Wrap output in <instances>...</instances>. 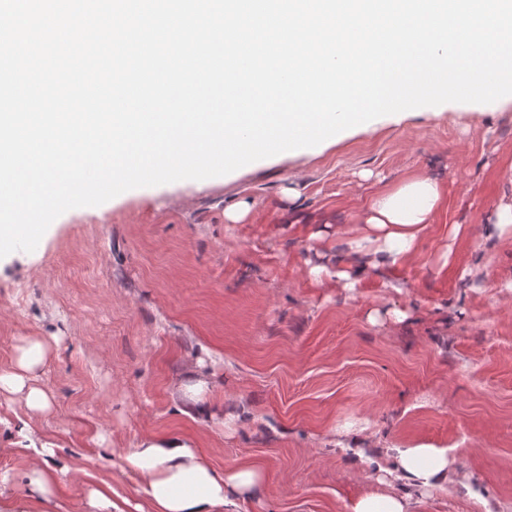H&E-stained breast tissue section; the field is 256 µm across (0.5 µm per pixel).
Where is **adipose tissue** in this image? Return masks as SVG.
Instances as JSON below:
<instances>
[{"instance_id":"ef3b65f1","label":"adipose tissue","mask_w":512,"mask_h":512,"mask_svg":"<svg viewBox=\"0 0 512 512\" xmlns=\"http://www.w3.org/2000/svg\"><path fill=\"white\" fill-rule=\"evenodd\" d=\"M441 198L437 181L419 177L379 192L354 218L358 236L351 240V250L370 251L375 268L406 262L415 253ZM45 355L41 341H27L15 368L0 372V395L22 397L30 412H47L50 397L33 383ZM19 451L26 461L24 475L31 503L18 512H32L33 505L52 501L59 481L73 469L57 459L53 449L23 445ZM112 468L119 477L131 471L138 474L137 512H222L234 498L253 494L262 484L260 471L247 463L216 471L196 445L177 432L161 437L143 434L134 447L121 449ZM454 471L455 460L447 449L430 443L398 449L388 472L389 491L361 496L351 512H412L411 490L444 487Z\"/></svg>"}]
</instances>
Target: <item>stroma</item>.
I'll list each match as a JSON object with an SVG mask.
<instances>
[{"instance_id": "stroma-1", "label": "stroma", "mask_w": 512, "mask_h": 512, "mask_svg": "<svg viewBox=\"0 0 512 512\" xmlns=\"http://www.w3.org/2000/svg\"><path fill=\"white\" fill-rule=\"evenodd\" d=\"M511 163L512 106L461 103L65 212L34 251L0 259V371L22 338L49 340L38 375L52 399L31 414L0 398V501L26 499L5 427L22 416L80 470L47 512H87L104 481L137 501L135 475L113 480L112 451L148 432L186 435L220 471L261 467V493L224 512H350L385 491L393 449L420 442L459 468L415 495V512H512V238L484 239L512 197ZM410 176L444 192L411 261L352 289L310 275L321 253L347 268L355 213ZM239 202L250 216L226 222ZM199 359L209 412L191 416L175 384ZM359 420L374 438L362 448L342 431Z\"/></svg>"}]
</instances>
